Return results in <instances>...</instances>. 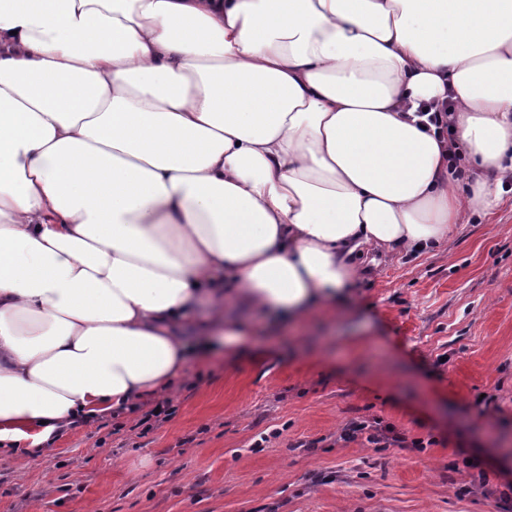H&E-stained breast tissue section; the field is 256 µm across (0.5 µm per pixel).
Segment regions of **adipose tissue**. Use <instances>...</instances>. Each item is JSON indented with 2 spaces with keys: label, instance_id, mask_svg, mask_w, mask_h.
<instances>
[{
  "label": "adipose tissue",
  "instance_id": "ef3b65f1",
  "mask_svg": "<svg viewBox=\"0 0 512 512\" xmlns=\"http://www.w3.org/2000/svg\"><path fill=\"white\" fill-rule=\"evenodd\" d=\"M509 177L512 0H0V455L163 394L189 329L343 302Z\"/></svg>",
  "mask_w": 512,
  "mask_h": 512
}]
</instances>
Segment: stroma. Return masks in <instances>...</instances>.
<instances>
[{
    "mask_svg": "<svg viewBox=\"0 0 512 512\" xmlns=\"http://www.w3.org/2000/svg\"><path fill=\"white\" fill-rule=\"evenodd\" d=\"M172 417L104 413L0 456V512H512V191L447 245L378 257L342 311L246 315ZM377 423L410 447L343 440Z\"/></svg>",
    "mask_w": 512,
    "mask_h": 512,
    "instance_id": "obj_1",
    "label": "stroma"
}]
</instances>
